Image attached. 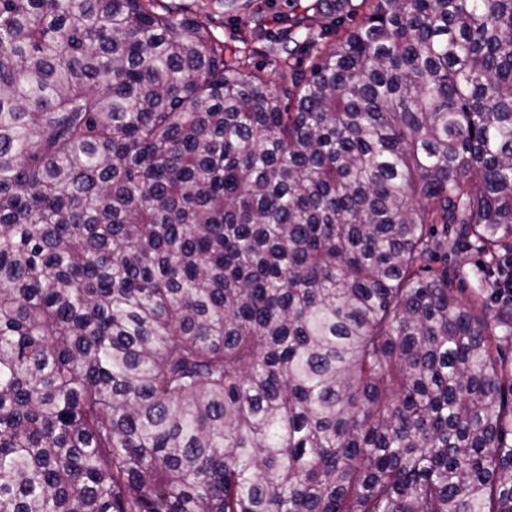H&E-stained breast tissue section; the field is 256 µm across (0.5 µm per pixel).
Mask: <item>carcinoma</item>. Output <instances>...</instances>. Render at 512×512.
<instances>
[{
  "instance_id": "obj_1",
  "label": "carcinoma",
  "mask_w": 512,
  "mask_h": 512,
  "mask_svg": "<svg viewBox=\"0 0 512 512\" xmlns=\"http://www.w3.org/2000/svg\"><path fill=\"white\" fill-rule=\"evenodd\" d=\"M361 4L0 0V512H512V0ZM179 3L183 12L189 15H209L211 30L218 39L224 41L225 55L229 58L233 51L236 57H242L246 64V74L255 69H262L268 77L269 86L273 89L284 87L287 79H282L278 67V56L285 57L280 51V44L275 43L277 34L286 26V19L291 13L292 1L289 0H239L242 9L234 14H219L207 7V0H164ZM208 13V14H207ZM259 13L265 17V29L255 30L250 22L252 14ZM334 15L329 17H323L318 19L314 26L316 34H319L318 45L320 47L323 44L331 41H335L340 34L346 31V27L351 23L349 20L344 19L345 24L342 26H336ZM493 265L489 264L485 257L470 243H464V246L455 254H448V272L457 274V271L464 272L468 275L467 279H461L460 286L465 288L464 297L473 288L479 285L478 278L473 275V270L480 268L483 271V282L485 286V298L489 305L497 306L498 300L510 299L512 296V255L508 253L501 256L495 264V268L491 269L492 281L489 276V270ZM495 288V289H494Z\"/></svg>"
}]
</instances>
